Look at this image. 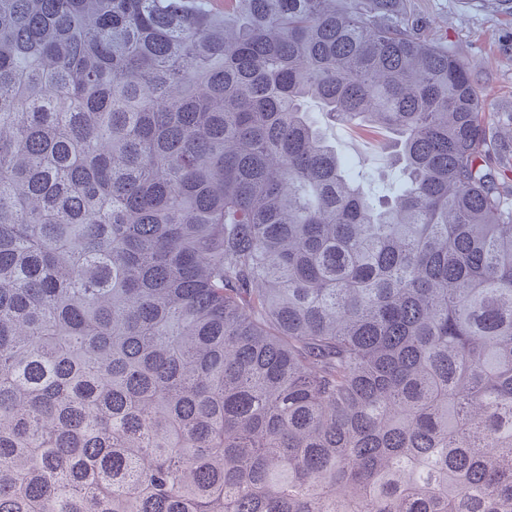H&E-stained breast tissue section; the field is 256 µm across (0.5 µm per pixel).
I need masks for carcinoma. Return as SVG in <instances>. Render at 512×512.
<instances>
[{
	"instance_id": "cac0c4a2",
	"label": "carcinoma",
	"mask_w": 512,
	"mask_h": 512,
	"mask_svg": "<svg viewBox=\"0 0 512 512\" xmlns=\"http://www.w3.org/2000/svg\"><path fill=\"white\" fill-rule=\"evenodd\" d=\"M489 145L406 0H0V512H512ZM341 158L353 173H363L371 190L378 196L389 195L399 184V174L386 169L383 148L389 138L386 131L362 130L348 124L330 129Z\"/></svg>"
}]
</instances>
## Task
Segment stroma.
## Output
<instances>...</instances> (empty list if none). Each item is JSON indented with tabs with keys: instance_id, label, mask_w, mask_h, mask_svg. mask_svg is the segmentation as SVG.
<instances>
[{
	"instance_id": "obj_1",
	"label": "stroma",
	"mask_w": 512,
	"mask_h": 512,
	"mask_svg": "<svg viewBox=\"0 0 512 512\" xmlns=\"http://www.w3.org/2000/svg\"><path fill=\"white\" fill-rule=\"evenodd\" d=\"M408 16L422 40L448 47L469 68L494 138L492 154L503 183L512 188V0H407ZM351 172L363 173L372 191L391 194L397 171L385 168L383 148L389 135L339 124L330 131Z\"/></svg>"
}]
</instances>
